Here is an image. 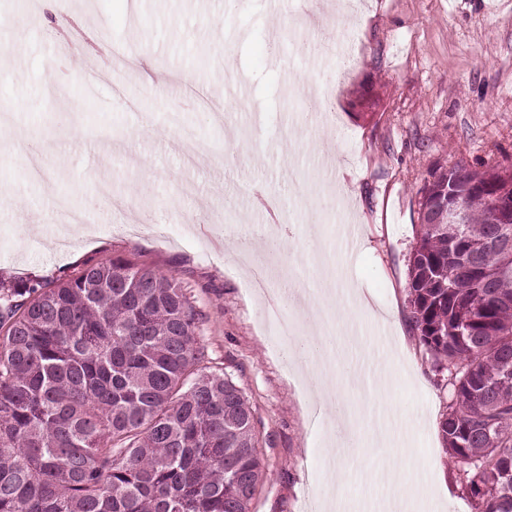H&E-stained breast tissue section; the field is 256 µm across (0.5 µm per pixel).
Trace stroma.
I'll return each mask as SVG.
<instances>
[{"instance_id": "1", "label": "stroma", "mask_w": 512, "mask_h": 512, "mask_svg": "<svg viewBox=\"0 0 512 512\" xmlns=\"http://www.w3.org/2000/svg\"><path fill=\"white\" fill-rule=\"evenodd\" d=\"M336 2L0 0V275L52 281L115 255L173 274L206 317L209 366L255 412L266 473L251 512H311L330 457L350 504L384 495L391 454L369 435L385 405L411 424L413 512H474L439 436L450 392L409 322L407 261L436 168H512V0ZM90 37L107 69L69 66ZM231 71L247 82L238 103L212 94ZM75 215L91 232L60 249ZM273 230L284 244L261 296L247 269ZM328 262L373 312L332 309L319 344L286 307L295 346L351 360L368 346L392 383L383 396L336 377L339 405L316 425L314 378L265 311L285 275L317 297ZM343 421L360 445L339 457Z\"/></svg>"}]
</instances>
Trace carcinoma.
<instances>
[{
	"instance_id": "obj_1",
	"label": "carcinoma",
	"mask_w": 512,
	"mask_h": 512,
	"mask_svg": "<svg viewBox=\"0 0 512 512\" xmlns=\"http://www.w3.org/2000/svg\"><path fill=\"white\" fill-rule=\"evenodd\" d=\"M509 203L512 168H438L408 258L409 320L450 390L439 433L476 512H512ZM203 327L174 276L119 255L0 277V512H250L255 413L204 366Z\"/></svg>"
}]
</instances>
